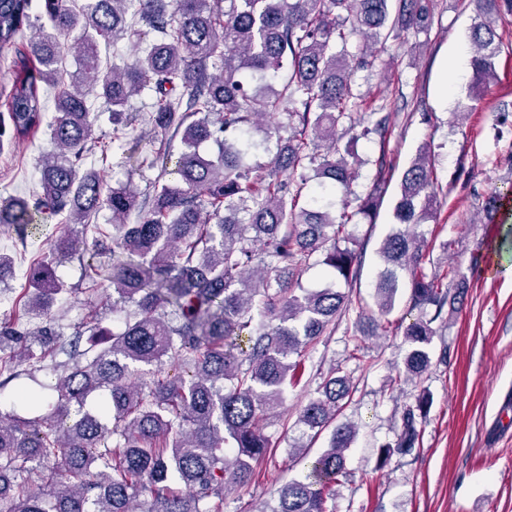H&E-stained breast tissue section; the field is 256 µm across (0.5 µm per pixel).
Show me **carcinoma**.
Returning a JSON list of instances; mask_svg holds the SVG:
<instances>
[{
	"label": "carcinoma",
	"instance_id": "cac0c4a2",
	"mask_svg": "<svg viewBox=\"0 0 512 512\" xmlns=\"http://www.w3.org/2000/svg\"><path fill=\"white\" fill-rule=\"evenodd\" d=\"M468 30L471 79L456 115L473 109L496 74L500 35L495 18L512 15V0H471ZM431 17L421 0H0V49H14L0 148L47 129L55 151L41 166L43 197L0 202V224L17 229L38 213H66L68 232L47 241V253L27 271L30 289L0 322V389L22 375L49 370L53 395L28 392L20 403L40 415L0 412V512H224V495L247 484L270 440L268 412L284 400L305 370V352L346 311L340 288H300L294 277L315 257L347 284L361 276L362 256L347 227L370 219L388 189L378 160L369 192L336 209L334 197L354 194L357 173L348 160L353 141L388 132L389 116L361 112L351 91L355 69L370 64L377 47ZM38 30L23 49V27ZM78 62L71 84L92 81L120 124L130 99L153 85L147 122L153 135L180 138L176 185L155 182L139 200L127 182L107 185L85 167L95 134L91 105L65 92L48 112L47 88L57 83L63 44ZM363 42L353 55V39ZM126 40L146 44L133 61L101 69L102 48ZM288 81L275 88L279 72ZM303 111L291 137L271 142L254 128L278 114L288 99ZM273 154V168L255 161ZM313 171L309 178L304 170ZM287 170L288 180L277 172ZM316 186L308 189L310 180ZM441 193L431 152L422 148L405 169L392 208L399 228L379 247L375 274L379 316L409 290L418 315L403 331L404 368L411 380L430 364L432 327L448 302L436 276L425 272L422 224ZM112 231L84 230L101 207ZM134 210L137 224L125 223ZM112 235V271L90 263L87 280L106 279L112 305L127 310L123 329L94 317L92 336L106 346L80 348L83 332L67 340L52 315L68 292L57 275L66 260ZM343 376H329L320 396L298 416L302 430H330L328 446L305 474L282 485L269 512H329L332 487L345 474V451L355 438L336 415L349 397ZM431 406L429 393L406 409L403 429L382 445L379 466L419 444L416 419Z\"/></svg>",
	"mask_w": 512,
	"mask_h": 512
}]
</instances>
